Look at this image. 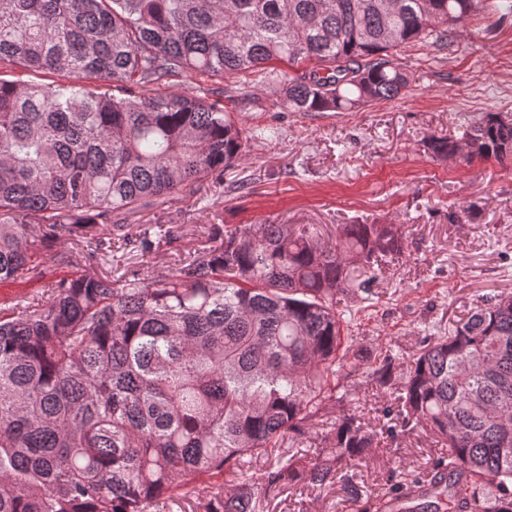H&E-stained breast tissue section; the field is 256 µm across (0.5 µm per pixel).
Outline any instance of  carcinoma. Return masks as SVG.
<instances>
[{
  "instance_id": "1",
  "label": "carcinoma",
  "mask_w": 512,
  "mask_h": 512,
  "mask_svg": "<svg viewBox=\"0 0 512 512\" xmlns=\"http://www.w3.org/2000/svg\"><path fill=\"white\" fill-rule=\"evenodd\" d=\"M487 0H0V283L27 273L41 295L0 307V512H150L204 482L207 512H257L243 458L343 407L325 448H299L265 487L336 479L352 461L421 427L448 452L468 512H512V293L439 336L397 378L388 349L362 364L343 297L365 292L402 253L400 224H214L215 244L177 266L114 279L97 271L112 239L142 253L154 227L112 216L192 195L224 178L252 138L219 98L170 89L178 78L270 70L290 112H345L397 98L412 73L400 49L446 46ZM285 65L286 71L275 67ZM44 74L49 81L23 79ZM512 163V113L486 112L446 158ZM70 236L73 275L52 278L29 249ZM392 394L380 431L361 422L344 381Z\"/></svg>"
}]
</instances>
